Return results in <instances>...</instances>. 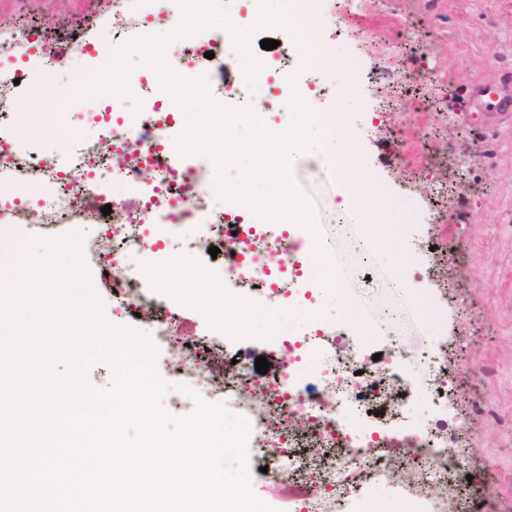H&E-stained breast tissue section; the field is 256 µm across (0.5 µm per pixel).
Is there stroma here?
Returning a JSON list of instances; mask_svg holds the SVG:
<instances>
[{
  "mask_svg": "<svg viewBox=\"0 0 512 512\" xmlns=\"http://www.w3.org/2000/svg\"><path fill=\"white\" fill-rule=\"evenodd\" d=\"M112 5L0 0V40H10L25 20L46 36L28 67L47 59L68 67L72 46L57 40L60 32L97 43L105 67L116 48L97 37L112 21ZM310 9L325 17L315 30L330 56L323 60L298 47L295 57L320 62L337 83H354L342 122L366 175L389 201L404 257L396 265L384 253L364 251L358 214L338 208L343 183L295 156V179L318 204L323 243L339 281L334 292L322 293L318 316L343 334L346 346L385 358L401 348L447 354L458 371L453 442L473 478L494 471L495 512H512V116L486 122L469 101L472 86L512 83V0H416L415 53L402 43L407 23L399 0H312ZM82 82L72 76L47 83L42 92L45 124L25 144L45 159L63 162L73 143L93 134L75 115L106 98L79 94ZM481 141L498 145L495 167L475 157ZM426 142L444 160L429 176L420 170ZM429 241L437 245L431 253ZM417 268L427 269V276L410 279ZM346 303L358 309L361 324L345 320ZM214 339L225 360L252 365L266 357L269 371L253 372L255 380L288 365L287 350L264 323ZM249 458L255 494L276 512H291L282 487L262 471L269 461L287 465L283 450L254 439Z\"/></svg>",
  "mask_w": 512,
  "mask_h": 512,
  "instance_id": "35a3bbf8",
  "label": "stroma"
}]
</instances>
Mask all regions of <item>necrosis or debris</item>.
Segmentation results:
<instances>
[{"label":"necrosis or debris","mask_w":512,"mask_h":512,"mask_svg":"<svg viewBox=\"0 0 512 512\" xmlns=\"http://www.w3.org/2000/svg\"><path fill=\"white\" fill-rule=\"evenodd\" d=\"M115 2L112 24L100 37L118 47L155 35L161 27L177 28L182 19L177 0H140L136 10L125 9L124 0ZM33 44L31 29L24 27L0 45V183L39 180L52 191L34 207L18 200L0 203V231L21 229L41 238L63 226L85 227L82 256L100 270L98 285L111 290L118 313L139 314L154 341L169 349L175 374L230 397L235 413L248 419L260 442L288 450L294 466L280 481L298 512H335L337 504L356 503L357 488L374 480L396 484L421 502L422 512H457L465 461L461 453L447 450L443 417L456 372L446 359L431 350L423 353L425 384L408 372L412 358L403 353L383 361L376 372L366 348L346 350L342 335L316 324L306 340L283 338L287 373L253 392L246 361L226 364L212 346L186 344L181 308L146 290L158 242L194 253L204 239L222 235L230 286L283 293L311 315L319 303L315 269L286 265L289 231H277L243 205L195 191V184L213 179L211 170L170 162L179 136L178 104L158 81L129 73L128 97L116 96L111 105L83 112L98 137L73 146L66 164H49L18 145L11 129L16 80L55 75L48 63L36 73L15 67ZM166 51L177 75L207 78L232 108L279 111L292 95L309 98L317 86L314 76L299 77L286 52L263 62L254 84H247L232 35L208 28L168 43ZM103 142L113 154L125 156L124 165L113 166L102 157ZM107 196L113 202L106 216L101 200ZM320 382L330 385L333 401L318 398ZM415 391L429 394V405L440 416L435 426L407 422L408 399ZM373 411L382 412V420L353 427L354 419L367 420Z\"/></svg>","instance_id":"1"}]
</instances>
